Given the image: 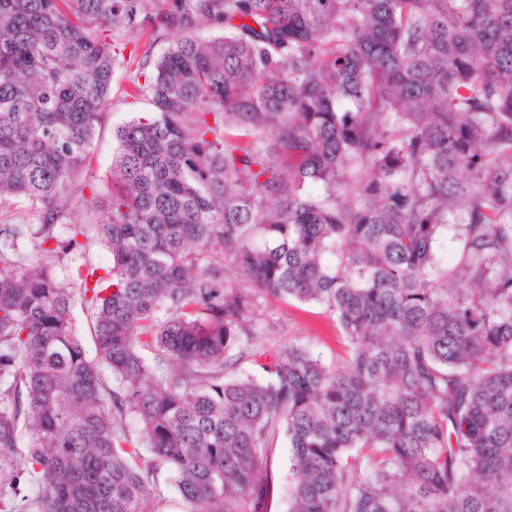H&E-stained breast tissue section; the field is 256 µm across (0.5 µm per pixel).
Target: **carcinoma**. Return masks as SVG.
<instances>
[{
  "label": "carcinoma",
  "mask_w": 512,
  "mask_h": 512,
  "mask_svg": "<svg viewBox=\"0 0 512 512\" xmlns=\"http://www.w3.org/2000/svg\"><path fill=\"white\" fill-rule=\"evenodd\" d=\"M162 33L178 38L154 59ZM130 34L144 53L124 55ZM119 64L153 113L116 129L108 188L86 198ZM75 197L105 213L112 266L73 286L18 241L83 254ZM15 201L0 512L32 484L37 512H159L144 450L185 512H268L280 432L288 512H512V0H0ZM226 253L248 284L226 283ZM267 296L335 315V368L290 347L225 377Z\"/></svg>",
  "instance_id": "carcinoma-1"
}]
</instances>
